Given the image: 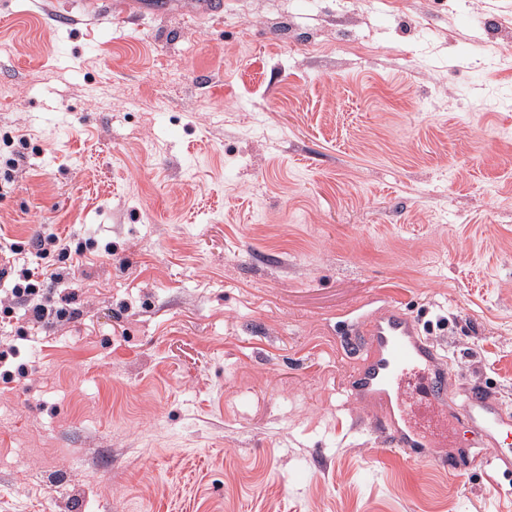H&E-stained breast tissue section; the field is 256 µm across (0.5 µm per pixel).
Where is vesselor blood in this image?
<instances>
[{
  "label": "vessel or blood",
  "instance_id": "obj_1",
  "mask_svg": "<svg viewBox=\"0 0 512 512\" xmlns=\"http://www.w3.org/2000/svg\"><path fill=\"white\" fill-rule=\"evenodd\" d=\"M366 357L353 378L364 399H379L385 410L372 427L386 446L419 459L428 448H457L460 429H467L470 445L487 438L493 457L457 460L458 472L512 462V413L483 386L463 392L453 388L454 371L424 339L416 320L397 301L365 323Z\"/></svg>",
  "mask_w": 512,
  "mask_h": 512
}]
</instances>
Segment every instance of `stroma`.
I'll return each instance as SVG.
<instances>
[{"label":"stroma","mask_w":512,"mask_h":512,"mask_svg":"<svg viewBox=\"0 0 512 512\" xmlns=\"http://www.w3.org/2000/svg\"><path fill=\"white\" fill-rule=\"evenodd\" d=\"M221 2L0 0V249L72 311L0 286V512H512L382 452L346 344L397 299L512 412V0ZM16 276L10 290L16 299L27 303L32 321H61L70 316V310L63 304L67 288L61 273L34 267L22 268ZM51 285L55 288H47Z\"/></svg>","instance_id":"obj_1"}]
</instances>
